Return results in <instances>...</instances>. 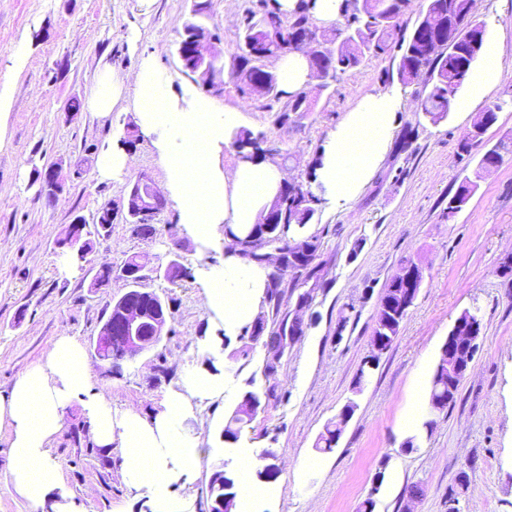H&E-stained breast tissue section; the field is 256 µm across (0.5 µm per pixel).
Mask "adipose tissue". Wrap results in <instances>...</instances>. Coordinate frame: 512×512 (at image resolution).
<instances>
[{
	"instance_id": "ef3b65f1",
	"label": "adipose tissue",
	"mask_w": 512,
	"mask_h": 512,
	"mask_svg": "<svg viewBox=\"0 0 512 512\" xmlns=\"http://www.w3.org/2000/svg\"><path fill=\"white\" fill-rule=\"evenodd\" d=\"M165 83L154 58L142 57L134 109L140 125L156 137L154 146L165 164L167 191L181 224L202 239L216 224L247 237L278 195L280 172L270 162L243 159L233 174L222 173L214 154L238 128L240 112L232 106L217 111L205 97L179 105L166 96ZM398 107L395 93L368 94L328 135L316 182L330 202L342 206L358 197L384 157ZM267 284L266 269L226 251L223 267L209 275L207 290L209 306L224 316L226 333L249 324ZM73 403L82 407L98 447L129 449L127 478L151 493L153 512H186L170 487L188 474L186 461L196 453L193 441L179 429L187 399L170 395L149 421L112 412L92 381L82 347L68 336L55 342L46 365L30 369L9 393H0V429L9 433L14 460L10 477L21 497L36 506L62 487L63 474L48 445L62 428L64 409Z\"/></svg>"
}]
</instances>
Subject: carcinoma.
Wrapping results in <instances>:
<instances>
[{"instance_id":"carcinoma-1","label":"carcinoma","mask_w":512,"mask_h":512,"mask_svg":"<svg viewBox=\"0 0 512 512\" xmlns=\"http://www.w3.org/2000/svg\"><path fill=\"white\" fill-rule=\"evenodd\" d=\"M269 0H256L248 7L242 21L239 46L247 44L259 52L256 65L241 74L234 75L239 83L248 86L254 97H275L279 89L278 73L267 69L266 62L282 55L284 51L311 52L318 50L316 66L331 78L357 67L368 54L387 53L391 43L398 44L400 51L396 61L398 81L407 86L422 79L428 87L421 100V111L437 123L447 117L451 103L466 83L472 66L479 57L484 37L479 26H472L467 19L473 0H423L413 26L403 20L411 0H345L346 24L342 28L319 31L310 22L308 0H300L298 10L291 15H281L278 9L268 6ZM213 0H193V20L184 29L201 26L200 19L210 14ZM323 42L336 44L332 52L320 49ZM306 101L296 93L281 110L280 118H290L292 112H306ZM499 107L488 108L476 116L470 128L460 140L458 149L470 153L473 147L483 142L488 128L497 122ZM264 136L242 130L234 134L232 145L243 157L263 151ZM476 181L464 179L456 191L448 197L446 218L451 220L470 202L477 190ZM305 190L301 200L285 204L273 202L270 208V223L258 224L244 238L239 255L254 262H263V249L270 247L281 253L282 264L272 273L267 286L268 301L273 308H280L283 292L281 283L291 273L299 271L305 279L313 278L321 242L316 235H301L298 230L309 223L315 215L316 206L311 204ZM404 287L398 275H393L384 288L381 299L401 303ZM285 319L267 321L259 316L240 335L242 345L234 356L246 358L254 346L261 343L274 354L282 353V330ZM461 380L451 375L445 366H436L433 372L428 404L441 401L440 411H445L456 400ZM259 392L249 390L232 411L224 424V439L237 441L242 431L256 416L250 407ZM342 427L337 419L325 426L316 447L330 450L340 438Z\"/></svg>"}]
</instances>
